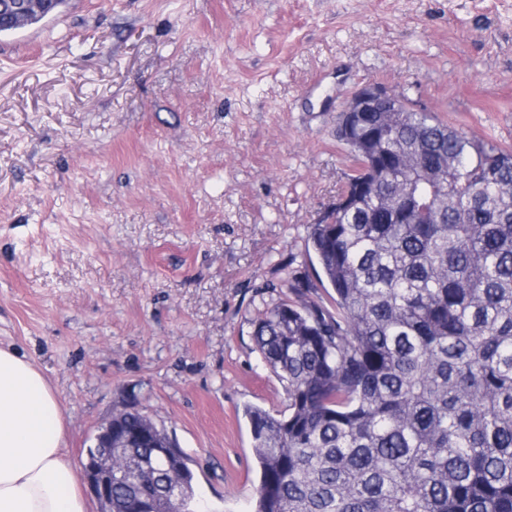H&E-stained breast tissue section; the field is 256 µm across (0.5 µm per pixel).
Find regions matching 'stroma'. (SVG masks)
<instances>
[{"mask_svg": "<svg viewBox=\"0 0 512 512\" xmlns=\"http://www.w3.org/2000/svg\"><path fill=\"white\" fill-rule=\"evenodd\" d=\"M368 82L512 149V0H66L0 34V345L75 468L133 406L191 457L196 512H253L244 409L288 410L254 322L320 284Z\"/></svg>", "mask_w": 512, "mask_h": 512, "instance_id": "1", "label": "stroma"}]
</instances>
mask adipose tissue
I'll list each match as a JSON object with an SVG mask.
<instances>
[{
    "instance_id": "adipose-tissue-1",
    "label": "adipose tissue",
    "mask_w": 512,
    "mask_h": 512,
    "mask_svg": "<svg viewBox=\"0 0 512 512\" xmlns=\"http://www.w3.org/2000/svg\"><path fill=\"white\" fill-rule=\"evenodd\" d=\"M0 512H88L41 372L0 346Z\"/></svg>"
}]
</instances>
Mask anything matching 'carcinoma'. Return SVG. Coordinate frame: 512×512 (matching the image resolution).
<instances>
[{
    "instance_id": "cac0c4a2",
    "label": "carcinoma",
    "mask_w": 512,
    "mask_h": 512,
    "mask_svg": "<svg viewBox=\"0 0 512 512\" xmlns=\"http://www.w3.org/2000/svg\"><path fill=\"white\" fill-rule=\"evenodd\" d=\"M353 160L385 175L311 225L335 310L294 289L256 321L288 414L247 406L254 512H512V151L431 112L365 113ZM112 512H193L190 457L137 410Z\"/></svg>"
}]
</instances>
